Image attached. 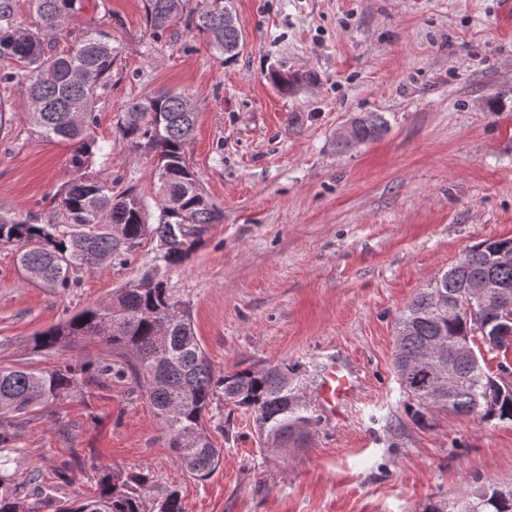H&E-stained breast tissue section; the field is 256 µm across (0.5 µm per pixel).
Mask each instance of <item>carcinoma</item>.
I'll list each match as a JSON object with an SVG mask.
<instances>
[{"label":"carcinoma","instance_id":"carcinoma-1","mask_svg":"<svg viewBox=\"0 0 512 512\" xmlns=\"http://www.w3.org/2000/svg\"><path fill=\"white\" fill-rule=\"evenodd\" d=\"M38 22L27 24L17 16L14 0H0V58L22 64L5 76L24 87L26 111L37 133L50 140L71 143L75 176L57 195V217L45 224L27 219H0V244L19 247V261L28 276L45 287L65 290L80 269L101 270L147 236L166 248L155 256V272L112 299L93 303L62 324L33 337V349L45 350L63 341L99 337L112 355L121 359L122 373H130L149 394L163 421L169 447L186 472L208 478L218 467L222 450L207 423L213 401L250 409L259 433L273 448H301L313 424L311 411L295 392L298 367L275 365L267 369H240L216 374L196 336L188 302L168 287L161 270L182 264L200 242L208 225L221 211L206 196L187 166L185 146L196 123L190 99L181 93L159 92L143 96L119 113V142L156 159L155 176L161 193L156 223L147 220L143 199L134 191L112 195V183L83 173L98 151L91 137L93 115L100 91L118 60L109 31L87 27L70 49L48 54L45 43L72 22L81 0H31ZM145 20L157 37L184 24L205 36L218 58L233 60L242 46L239 24H224V0H206L196 10L188 0H144ZM387 121L378 112L358 116L344 146L378 139ZM512 254V237L484 240L468 249L440 276L448 304L459 314H441L434 308L430 287L422 288L396 320L394 366L401 387L414 401V415L425 418L430 408L457 414L476 413L485 420H512V382L499 381L488 371L484 353L507 355L512 340L496 338L492 331L512 306L470 301L471 284L484 276L512 287V260L490 264L491 254ZM445 348L433 353L432 367H417L418 354L429 350L435 338ZM470 338L484 349L469 354L456 348ZM454 363L443 398L433 399L435 365ZM110 365L77 361L58 369L0 366V412L20 419L37 405L51 404L82 385L93 371ZM98 494L87 500L51 502L52 512H185L176 489L152 494L149 477L104 468ZM0 512H39L26 504L21 485L0 474ZM423 512H512V488L474 480L453 500H439Z\"/></svg>","mask_w":512,"mask_h":512}]
</instances>
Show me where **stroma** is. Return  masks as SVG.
<instances>
[{
    "label": "stroma",
    "instance_id": "35a3bbf8",
    "mask_svg": "<svg viewBox=\"0 0 512 512\" xmlns=\"http://www.w3.org/2000/svg\"><path fill=\"white\" fill-rule=\"evenodd\" d=\"M244 45L231 62L183 27L156 38L142 0H82L55 47L80 29L109 31L120 55L91 130L102 152L87 176L135 189L157 214L152 156L119 144L117 116L170 89L197 114L186 160L222 212L191 257L166 274L187 300L216 372L299 364L315 422L305 448H262L252 411L216 399L222 448L207 479L186 473L165 426L130 378L98 372L35 409L0 450L29 502L94 494L101 470L149 473L186 512H421L464 481L512 485V421L430 410L417 421L393 367L395 321L419 289L472 245L512 237V11L505 0H233ZM12 121L0 132V217L52 218L72 177V148L42 139L23 88L5 82ZM300 76L288 92L271 70ZM381 113L386 132L348 148L338 131ZM146 237L122 260L81 271L68 290L28 279L0 245V365L52 370L108 363L93 340L47 351L33 338L151 271ZM356 377L330 410L331 363ZM67 479H60V471Z\"/></svg>",
    "mask_w": 512,
    "mask_h": 512
}]
</instances>
